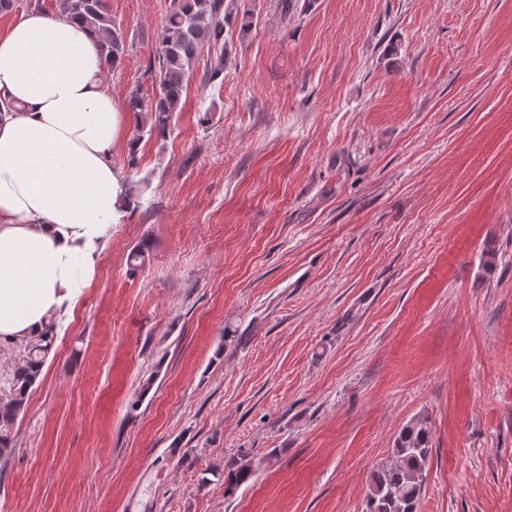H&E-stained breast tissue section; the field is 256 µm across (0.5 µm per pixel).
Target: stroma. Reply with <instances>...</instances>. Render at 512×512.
Here are the masks:
<instances>
[{"label": "stroma", "mask_w": 512, "mask_h": 512, "mask_svg": "<svg viewBox=\"0 0 512 512\" xmlns=\"http://www.w3.org/2000/svg\"><path fill=\"white\" fill-rule=\"evenodd\" d=\"M167 3L107 0L118 102L154 93ZM245 5L222 87L202 57L173 133L112 151L142 196L56 322L0 512H365L418 417L420 512H512V0ZM250 452L241 451L237 460L231 459L224 465V494L234 496L242 484L254 474Z\"/></svg>", "instance_id": "stroma-1"}]
</instances>
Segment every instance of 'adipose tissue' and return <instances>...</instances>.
I'll return each instance as SVG.
<instances>
[{"label": "adipose tissue", "instance_id": "obj_1", "mask_svg": "<svg viewBox=\"0 0 512 512\" xmlns=\"http://www.w3.org/2000/svg\"><path fill=\"white\" fill-rule=\"evenodd\" d=\"M100 45L77 22L30 12L0 33V342L66 315L128 208L112 148L126 123Z\"/></svg>", "mask_w": 512, "mask_h": 512}]
</instances>
